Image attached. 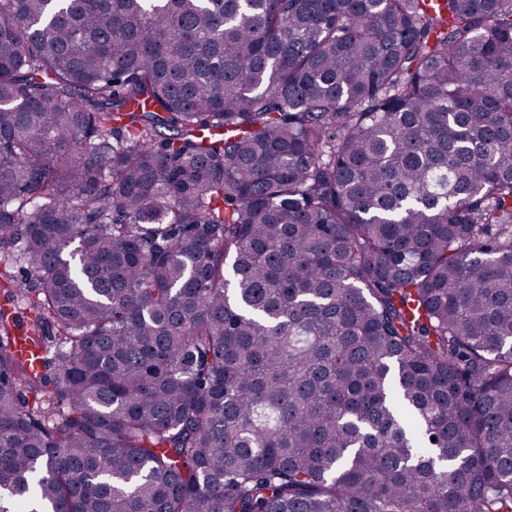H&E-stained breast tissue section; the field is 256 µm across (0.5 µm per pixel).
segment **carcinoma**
Wrapping results in <instances>:
<instances>
[{
    "instance_id": "obj_1",
    "label": "carcinoma",
    "mask_w": 512,
    "mask_h": 512,
    "mask_svg": "<svg viewBox=\"0 0 512 512\" xmlns=\"http://www.w3.org/2000/svg\"><path fill=\"white\" fill-rule=\"evenodd\" d=\"M17 262L0 512H512V0H0ZM7 289L11 288H0V308L5 311H9L12 315V319L16 324V332L25 331L30 325V320L33 317L32 311L29 310L27 305L22 300L19 291L14 290L13 296L8 295Z\"/></svg>"
}]
</instances>
